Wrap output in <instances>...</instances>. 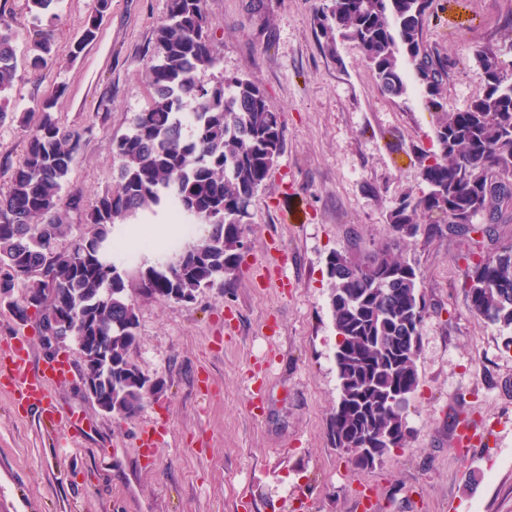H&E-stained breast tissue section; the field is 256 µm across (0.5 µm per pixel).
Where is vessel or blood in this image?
<instances>
[{"label":"vessel or blood","instance_id":"b4317fda","mask_svg":"<svg viewBox=\"0 0 512 512\" xmlns=\"http://www.w3.org/2000/svg\"><path fill=\"white\" fill-rule=\"evenodd\" d=\"M68 364L44 358L31 365L24 346H16L0 355V384L7 386L17 407L40 413L49 423H57L58 413L50 398L52 383L68 376Z\"/></svg>","mask_w":512,"mask_h":512}]
</instances>
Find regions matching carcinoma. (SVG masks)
<instances>
[{"label": "carcinoma", "instance_id": "cac0c4a2", "mask_svg": "<svg viewBox=\"0 0 512 512\" xmlns=\"http://www.w3.org/2000/svg\"><path fill=\"white\" fill-rule=\"evenodd\" d=\"M55 2L25 0L36 21L26 56L34 73L56 61ZM435 2L323 0L319 7L322 27L360 49L383 93L405 94L412 73L437 116L438 150L423 168L427 190L400 198L389 214V240L361 260L336 252L327 264L339 379L329 436L360 467L407 446L406 408L419 384L426 305L416 270L403 255L405 239L443 235L487 212L495 221L501 200L512 199V192L492 182L499 168L512 166V76L503 72L495 49L475 48L485 88L464 111L446 112L451 63L424 35ZM111 7L112 0H96L70 49L72 58L96 40ZM217 64L204 0H168L146 72L150 101L114 144L118 182L98 197L89 215L92 232L58 246L68 230L61 192L86 134L55 117L63 85L40 102L24 159L7 187L0 188V299L10 300L19 320L38 327L56 301L63 302L54 335L75 345L82 374L95 382L97 405L117 417L138 413L164 391V384L129 358L138 340L129 292L183 301L232 283L253 198L282 150L280 113L259 88L237 76L211 86L198 81L199 72ZM16 73L9 24L0 16V122L7 116ZM162 205L202 234L173 256H157L129 281L128 262L115 253L116 220ZM467 278L472 310L511 328L512 246L482 258ZM19 286L23 292L15 298ZM31 302L33 312L27 309Z\"/></svg>", "mask_w": 512, "mask_h": 512}]
</instances>
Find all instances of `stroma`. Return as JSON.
I'll use <instances>...</instances> for the list:
<instances>
[{"instance_id":"35a3bbf8","label":"stroma","mask_w":512,"mask_h":512,"mask_svg":"<svg viewBox=\"0 0 512 512\" xmlns=\"http://www.w3.org/2000/svg\"><path fill=\"white\" fill-rule=\"evenodd\" d=\"M320 2L205 0L220 63L199 80L245 76L285 127L251 206L238 279L188 302L134 296L131 359L165 389L131 418L100 410L76 375L51 389L75 419L62 430L17 413L0 390V512H356L364 493L375 512H512V329L477 316L465 285L467 256L512 244V201L497 223L420 235L406 249L427 304L407 448L365 469L328 436L339 398L328 260L390 238L388 215L402 194L424 189L437 144L416 85L384 95L356 45L322 28ZM93 6L58 0L57 62L36 75L25 63L32 19L23 0H0L18 60L0 123V185L23 159L34 109L65 85L56 117L93 129L61 192L65 202L81 198L67 212L72 237L88 231L92 206L115 184L113 142L148 103L145 71L167 12V0H112L97 39L71 58ZM511 13L512 0H440L428 17V43L455 62L448 111L484 88L474 46H493L512 73ZM20 336L41 361L34 322L0 300V350ZM459 419L482 446L455 443ZM151 426L158 445L142 447Z\"/></svg>"}]
</instances>
